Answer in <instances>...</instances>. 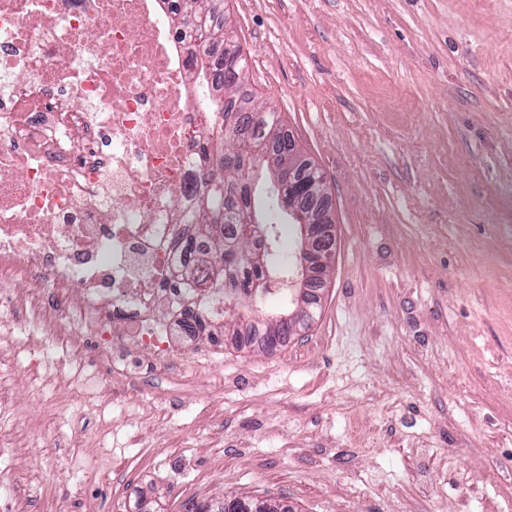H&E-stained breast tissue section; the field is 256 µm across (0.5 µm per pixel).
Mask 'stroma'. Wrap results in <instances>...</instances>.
Instances as JSON below:
<instances>
[{
    "label": "stroma",
    "mask_w": 512,
    "mask_h": 512,
    "mask_svg": "<svg viewBox=\"0 0 512 512\" xmlns=\"http://www.w3.org/2000/svg\"><path fill=\"white\" fill-rule=\"evenodd\" d=\"M244 93L328 187L312 326L200 375L135 346L104 435L85 390L0 373V512H512V0H225ZM41 398H34V389ZM68 458L69 478L55 475Z\"/></svg>",
    "instance_id": "obj_1"
}]
</instances>
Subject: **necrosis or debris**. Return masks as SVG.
Here are the masks:
<instances>
[{"instance_id": "1", "label": "necrosis or debris", "mask_w": 512, "mask_h": 512, "mask_svg": "<svg viewBox=\"0 0 512 512\" xmlns=\"http://www.w3.org/2000/svg\"><path fill=\"white\" fill-rule=\"evenodd\" d=\"M178 0H0V335L83 361L128 343L174 356L156 312L188 311L174 276L218 128L194 86ZM27 291H20V284Z\"/></svg>"}]
</instances>
